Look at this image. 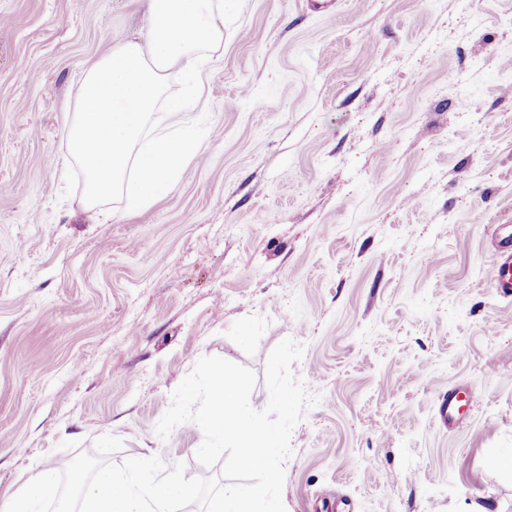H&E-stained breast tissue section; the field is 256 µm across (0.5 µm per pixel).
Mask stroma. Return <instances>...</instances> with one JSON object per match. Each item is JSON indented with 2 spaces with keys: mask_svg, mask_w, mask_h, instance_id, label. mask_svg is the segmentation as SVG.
<instances>
[{
  "mask_svg": "<svg viewBox=\"0 0 512 512\" xmlns=\"http://www.w3.org/2000/svg\"><path fill=\"white\" fill-rule=\"evenodd\" d=\"M148 30L141 0H0V508L60 444L120 438L197 477L193 422L155 428L200 358L282 340L318 402L291 436L286 512H512V0H224L200 68L197 156L130 215L63 167L86 67ZM477 399L464 424L449 389ZM492 239L496 257L489 271V282L496 292L512 296V225H492Z\"/></svg>",
  "mask_w": 512,
  "mask_h": 512,
  "instance_id": "stroma-1",
  "label": "stroma"
}]
</instances>
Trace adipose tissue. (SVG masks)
<instances>
[{"label": "adipose tissue", "mask_w": 512, "mask_h": 512, "mask_svg": "<svg viewBox=\"0 0 512 512\" xmlns=\"http://www.w3.org/2000/svg\"><path fill=\"white\" fill-rule=\"evenodd\" d=\"M148 21L144 41H124L93 61L64 115L70 160L86 174L89 205L120 191L127 213L136 214L168 190L198 152L185 132L145 136L160 108L189 111L197 99H167L166 73L181 66L200 85L199 63L224 38V0H142Z\"/></svg>", "instance_id": "1"}]
</instances>
